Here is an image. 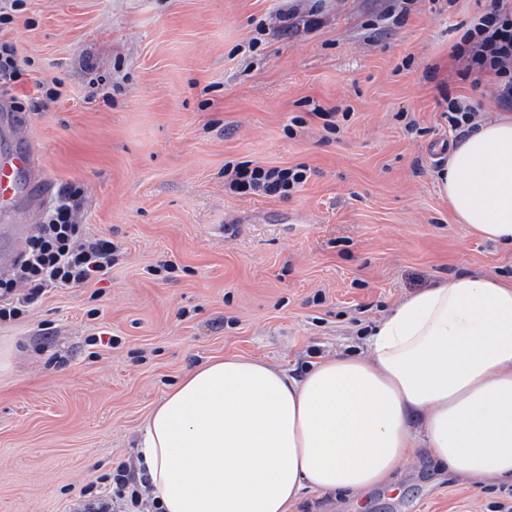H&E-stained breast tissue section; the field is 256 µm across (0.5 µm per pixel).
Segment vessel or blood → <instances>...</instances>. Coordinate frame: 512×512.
<instances>
[{"mask_svg":"<svg viewBox=\"0 0 512 512\" xmlns=\"http://www.w3.org/2000/svg\"><path fill=\"white\" fill-rule=\"evenodd\" d=\"M51 181L36 170L30 142L12 156L0 160V235L10 242V248L0 253V267H8L21 251L30 232L29 225L8 223V216L20 202L36 209L41 194L49 192Z\"/></svg>","mask_w":512,"mask_h":512,"instance_id":"obj_1","label":"vessel or blood"}]
</instances>
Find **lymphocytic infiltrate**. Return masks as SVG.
I'll return each instance as SVG.
<instances>
[{
	"mask_svg": "<svg viewBox=\"0 0 512 512\" xmlns=\"http://www.w3.org/2000/svg\"><path fill=\"white\" fill-rule=\"evenodd\" d=\"M464 73L489 74L499 106L512 108V0H490L453 47ZM300 164L264 168L247 162L228 163L224 179L241 195L288 198L309 180ZM82 188L61 186L55 200L29 237L9 273L0 275V324L25 318L46 293L57 288H83L111 271L117 248L111 238L90 233L81 222ZM92 512H148L139 484L126 463H118L112 488Z\"/></svg>",
	"mask_w": 512,
	"mask_h": 512,
	"instance_id": "obj_1",
	"label": "lymphocytic infiltrate"
}]
</instances>
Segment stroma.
<instances>
[{
    "label": "stroma",
    "mask_w": 512,
    "mask_h": 512,
    "mask_svg": "<svg viewBox=\"0 0 512 512\" xmlns=\"http://www.w3.org/2000/svg\"><path fill=\"white\" fill-rule=\"evenodd\" d=\"M318 29L278 31L280 0H24L0 42L20 75L36 164L86 197L111 236L102 282L46 294L0 325V512H74L135 464L153 406L216 356L299 377L366 353L405 296L461 275L512 278V250L454 223L441 89L499 106L451 55L485 0H295ZM58 98L38 97L37 82ZM342 107L328 133L314 106ZM307 165L290 198L239 196L224 166ZM170 262L172 273L158 271ZM106 333L113 343L88 346ZM512 486L475 490L425 454L359 498L305 492L290 512H498Z\"/></svg>",
    "instance_id": "obj_1"
}]
</instances>
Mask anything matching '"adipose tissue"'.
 Returning <instances> with one entry per match:
<instances>
[{"label": "adipose tissue", "instance_id": "1", "mask_svg": "<svg viewBox=\"0 0 512 512\" xmlns=\"http://www.w3.org/2000/svg\"><path fill=\"white\" fill-rule=\"evenodd\" d=\"M437 182L457 223L512 249V113L458 141ZM417 448L474 488L512 484V282L463 275L414 292L366 355L300 377L211 359L152 409L137 466L163 512H288L306 490L389 486Z\"/></svg>", "mask_w": 512, "mask_h": 512}]
</instances>
